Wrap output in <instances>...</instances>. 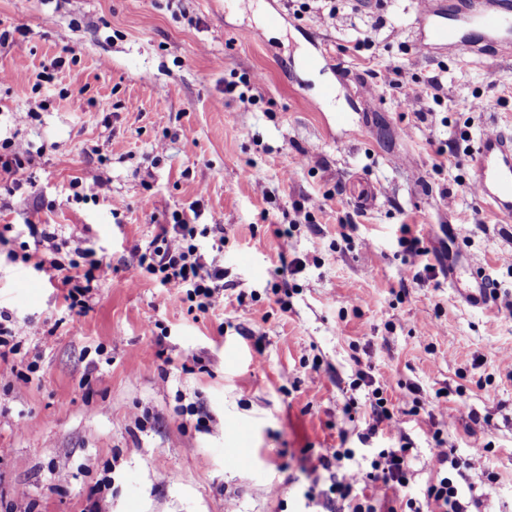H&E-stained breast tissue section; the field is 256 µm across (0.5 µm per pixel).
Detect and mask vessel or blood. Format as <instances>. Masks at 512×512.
<instances>
[{
    "mask_svg": "<svg viewBox=\"0 0 512 512\" xmlns=\"http://www.w3.org/2000/svg\"><path fill=\"white\" fill-rule=\"evenodd\" d=\"M416 14L422 25L417 52L444 49L456 59L479 51L512 53V0H417ZM471 164L477 196L512 218V133L485 132Z\"/></svg>",
    "mask_w": 512,
    "mask_h": 512,
    "instance_id": "vessel-or-blood-1",
    "label": "vessel or blood"
}]
</instances>
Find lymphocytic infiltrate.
<instances>
[{
    "label": "lymphocytic infiltrate",
    "instance_id": "1",
    "mask_svg": "<svg viewBox=\"0 0 512 512\" xmlns=\"http://www.w3.org/2000/svg\"><path fill=\"white\" fill-rule=\"evenodd\" d=\"M31 151L15 138H0V173L7 174L11 189L30 184L27 165ZM172 223L162 225L151 249L132 247L134 278L147 277L161 287L175 291L195 302L200 312H208L224 301V268L208 261L197 244L198 225L185 213L172 215ZM29 235L50 251V258L38 259L34 268L48 280L60 281L70 312L85 313L95 290L112 269L110 260L92 259L87 264L63 263L59 255L66 242L52 224H31ZM437 445V479L427 487L423 499L410 491L413 449L409 444L396 448H371L357 455L352 448H336L320 455L318 463L330 470V484L322 490L308 489V500L347 503L349 512H377L378 496H387L386 512H469L480 507V499L462 501V487H474L468 459L448 448L441 431H434Z\"/></svg>",
    "mask_w": 512,
    "mask_h": 512
}]
</instances>
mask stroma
I'll return each instance as SVG.
<instances>
[{"instance_id": "obj_1", "label": "stroma", "mask_w": 512, "mask_h": 512, "mask_svg": "<svg viewBox=\"0 0 512 512\" xmlns=\"http://www.w3.org/2000/svg\"><path fill=\"white\" fill-rule=\"evenodd\" d=\"M335 2L337 19L313 22L287 0H0V30L17 39L0 45V128L35 152L34 188L10 194L0 181V226L10 227L0 306L41 330L23 346L40 357L37 380L0 390V512L19 489L33 512H88L93 491L110 512H340L305 497L330 483L321 453L407 438L419 496L435 478V424L493 473L474 490L481 512H512V369L501 360L512 316L457 293L481 279L512 293V218L469 190L483 130L512 131V56L415 52V0ZM275 12L280 26L266 28ZM68 44L79 45L77 61L66 60ZM320 53L322 68L305 65ZM55 59L61 67L42 77ZM396 67L399 86L387 76ZM437 73L439 105L426 94ZM29 110L38 119L15 125ZM77 178L106 186L75 203ZM360 182L377 187L371 204L354 199ZM317 198L322 208L311 207ZM192 206L200 223L224 227V304L206 314L135 281L130 267L133 246L148 248ZM30 222L110 257L85 314L23 262L37 250ZM278 224L293 228L289 250ZM403 224L436 280L407 269ZM285 257L303 264L283 307L272 288ZM374 385L407 403L398 431L368 435ZM190 405L196 415L184 414ZM58 465L67 481L54 479Z\"/></svg>"}]
</instances>
